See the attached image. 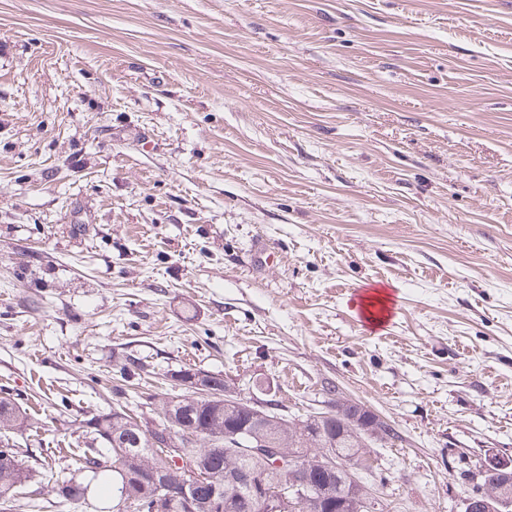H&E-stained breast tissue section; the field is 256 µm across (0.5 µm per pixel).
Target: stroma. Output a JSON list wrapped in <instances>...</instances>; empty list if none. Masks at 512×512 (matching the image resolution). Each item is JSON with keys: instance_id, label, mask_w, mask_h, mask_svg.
Wrapping results in <instances>:
<instances>
[{"instance_id": "obj_1", "label": "stroma", "mask_w": 512, "mask_h": 512, "mask_svg": "<svg viewBox=\"0 0 512 512\" xmlns=\"http://www.w3.org/2000/svg\"><path fill=\"white\" fill-rule=\"evenodd\" d=\"M389 286L369 328L359 289ZM398 431L390 512L512 458V0H0V386L51 454L126 352Z\"/></svg>"}]
</instances>
